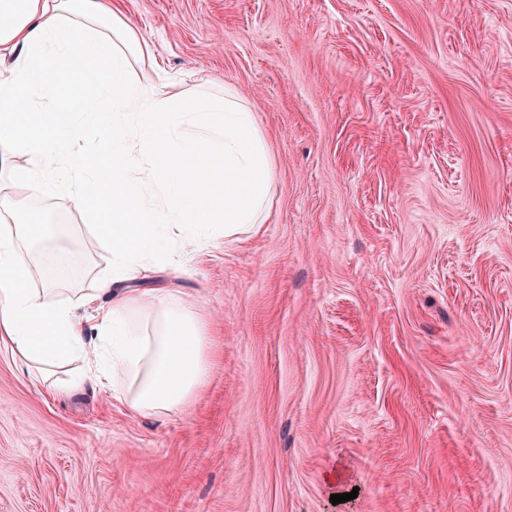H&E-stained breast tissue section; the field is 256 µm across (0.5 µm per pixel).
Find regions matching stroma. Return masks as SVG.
Instances as JSON below:
<instances>
[{
  "label": "stroma",
  "mask_w": 512,
  "mask_h": 512,
  "mask_svg": "<svg viewBox=\"0 0 512 512\" xmlns=\"http://www.w3.org/2000/svg\"><path fill=\"white\" fill-rule=\"evenodd\" d=\"M113 2L136 71L254 113L269 217L145 282L210 318L177 415L0 347V512H512V0ZM30 215L77 242L42 278L92 292L95 223Z\"/></svg>",
  "instance_id": "stroma-1"
}]
</instances>
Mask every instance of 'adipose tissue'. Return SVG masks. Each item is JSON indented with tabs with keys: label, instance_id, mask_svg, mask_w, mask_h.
<instances>
[{
	"label": "adipose tissue",
	"instance_id": "adipose-tissue-1",
	"mask_svg": "<svg viewBox=\"0 0 512 512\" xmlns=\"http://www.w3.org/2000/svg\"><path fill=\"white\" fill-rule=\"evenodd\" d=\"M107 0H0V146L33 196L66 192L98 222L110 255L93 328L34 276L65 253L55 224L26 225L29 200L0 194V343L42 365L73 353L86 379L132 412L180 411L207 383L208 319L161 288L131 289L158 268L180 272L189 244L252 231L268 215L273 171L253 113L231 92L179 100L137 73L151 55ZM101 132L96 154L85 125Z\"/></svg>",
	"mask_w": 512,
	"mask_h": 512
}]
</instances>
